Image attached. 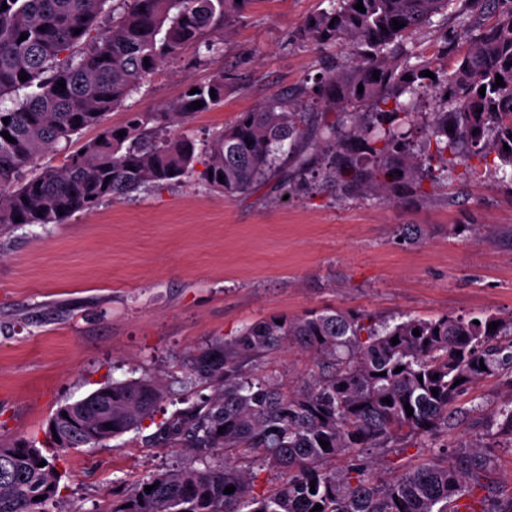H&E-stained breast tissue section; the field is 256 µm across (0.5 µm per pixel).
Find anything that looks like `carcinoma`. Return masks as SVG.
<instances>
[{"label":"carcinoma","instance_id":"obj_1","mask_svg":"<svg viewBox=\"0 0 512 512\" xmlns=\"http://www.w3.org/2000/svg\"><path fill=\"white\" fill-rule=\"evenodd\" d=\"M104 2L0 0L7 4L0 9V101L13 97V107H0L1 227L17 225V216L22 224H65L77 211L146 184L167 187L195 172V141L167 129L223 101L224 76L188 84L160 112H130L120 126L105 127L103 121L168 60L225 32L251 0H124L126 9L112 27L92 39ZM358 2L364 10L355 9ZM455 4L330 0V9L307 18L299 31L318 45H354L346 67L328 70L315 82L324 111L305 112L282 99L241 113L212 139L204 169L195 172L198 180L228 197L254 193L275 177L288 194L300 181L316 187L331 182L391 204L401 193L424 195V183L434 181L431 162L438 159L449 165L450 175L512 187V7L480 28L463 53L444 48V65L416 64L415 52L406 47L409 34L438 15L447 17ZM395 20L403 27L393 28ZM426 70L435 78L424 76ZM498 75L504 82L499 87ZM194 88L199 92L191 93ZM425 96L434 99L435 109L418 143L411 130ZM196 101L202 107L195 111ZM364 106L372 112L361 111ZM94 127L100 132L81 144L84 153L20 181L37 156ZM121 131L126 135L119 136ZM492 322L497 329H488ZM415 329L420 335H413ZM291 345L312 354L317 367L293 389L257 364L261 353ZM189 369L214 395L158 423L155 440L182 442L202 467L155 474L103 512H310L317 504L320 512H487L460 506L484 487L494 467L482 449H440L386 482L372 475L371 453L413 438L434 447L460 413L459 398L491 376L509 388L497 417L498 430L512 436V317L446 313L392 325L342 311L274 316L200 349L190 356ZM164 395L147 379L107 385L89 395L82 413L65 405L56 411V444L62 450L95 447L137 430L155 419ZM104 399L112 401V412L99 408ZM406 404L413 408L410 416ZM216 448L280 469L286 481L271 495L255 496L245 472L229 462L218 469L209 465ZM339 457L346 465L337 469ZM42 461L46 465L38 466ZM61 478L35 441L0 440V512L58 509ZM228 486L233 493H224ZM40 495L44 499L34 500Z\"/></svg>","mask_w":512,"mask_h":512}]
</instances>
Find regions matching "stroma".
Masks as SVG:
<instances>
[{
    "label": "stroma",
    "instance_id": "stroma-1",
    "mask_svg": "<svg viewBox=\"0 0 512 512\" xmlns=\"http://www.w3.org/2000/svg\"><path fill=\"white\" fill-rule=\"evenodd\" d=\"M329 0H253L214 50L195 47L160 68L107 116L154 112L187 83L224 77V99L174 126L192 135L206 159L214 133L277 97L299 99L331 63H346L351 43L318 46L297 31ZM455 19L424 26L408 44L432 53L445 40L467 46ZM418 225L420 243L398 240L396 227ZM341 310L382 319L445 313L512 314V191L458 178L427 186L397 204L345 197L335 187H299L283 196L275 183L224 197L194 177L139 190L75 213L67 223L0 228V438L37 437L62 474L63 512L111 507L153 474L188 465L181 444H155L156 426L96 447L65 451L45 431L64 404L115 380L148 378L167 388L158 418L212 387L180 384L190 354L231 338L253 321ZM265 372L290 385L314 365L296 348L262 354ZM508 391L488 377L462 397L464 413L440 439L447 448L475 443L494 457L479 490L494 512H512V437L491 417ZM419 440L379 454L373 476L385 481L429 459Z\"/></svg>",
    "mask_w": 512,
    "mask_h": 512
}]
</instances>
